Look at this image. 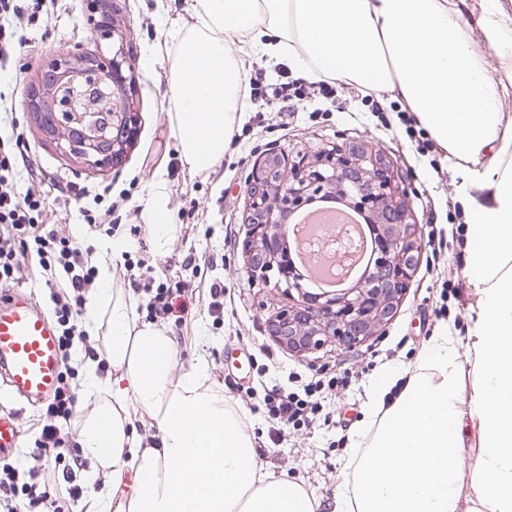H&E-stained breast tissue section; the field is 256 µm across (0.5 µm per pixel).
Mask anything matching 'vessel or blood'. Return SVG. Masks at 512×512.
Instances as JSON below:
<instances>
[{
	"mask_svg": "<svg viewBox=\"0 0 512 512\" xmlns=\"http://www.w3.org/2000/svg\"><path fill=\"white\" fill-rule=\"evenodd\" d=\"M61 373L56 329L21 291L0 292V394L30 405L48 399ZM15 412L0 409V457L20 445Z\"/></svg>",
	"mask_w": 512,
	"mask_h": 512,
	"instance_id": "vessel-or-blood-1",
	"label": "vessel or blood"
}]
</instances>
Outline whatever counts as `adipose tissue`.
<instances>
[{
	"mask_svg": "<svg viewBox=\"0 0 512 512\" xmlns=\"http://www.w3.org/2000/svg\"><path fill=\"white\" fill-rule=\"evenodd\" d=\"M169 102L185 163L223 158L242 107L234 50L269 64L390 94L452 160L474 174L463 273L474 290L465 346L441 335L393 400L374 392V431L331 512H512V114L463 31L456 0H195ZM85 304L109 375L82 366L78 454L101 487L82 512H319L301 484L263 471L252 436L203 369L174 375L179 343L137 322L107 263ZM148 416L159 447L134 430ZM475 464L464 473L460 460Z\"/></svg>",
	"mask_w": 512,
	"mask_h": 512,
	"instance_id": "obj_1",
	"label": "adipose tissue"
}]
</instances>
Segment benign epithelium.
<instances>
[{
    "label": "benign epithelium",
    "instance_id": "obj_1",
    "mask_svg": "<svg viewBox=\"0 0 512 512\" xmlns=\"http://www.w3.org/2000/svg\"><path fill=\"white\" fill-rule=\"evenodd\" d=\"M88 23L96 53L52 59L26 94V105L61 155L105 170L134 144L138 115L124 75L134 57L116 33L106 0H90ZM247 192L250 229L242 254L248 282L295 300L269 321L280 345L300 355L328 346L352 349L394 317L416 271L420 244L391 163L378 153L342 147L313 162L268 149L252 166ZM320 194L371 214L375 258L355 287L314 294L283 251L290 228L282 217Z\"/></svg>",
    "mask_w": 512,
    "mask_h": 512
}]
</instances>
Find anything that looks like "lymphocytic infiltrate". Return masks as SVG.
<instances>
[{"label":"lymphocytic infiltrate","instance_id":"f902f5d3","mask_svg":"<svg viewBox=\"0 0 512 512\" xmlns=\"http://www.w3.org/2000/svg\"><path fill=\"white\" fill-rule=\"evenodd\" d=\"M18 172L9 156L0 151V283L13 280L19 270L17 243L26 230H34L33 242L43 254L41 270L50 290L53 315L62 328L60 347L63 358H70L75 340L82 332L74 322L87 289L94 279V270L88 267L81 251L67 243L58 242L55 234L41 235L36 231L41 215L42 202L33 194H19L16 188ZM76 401L69 387L56 390L46 410V419L35 440L40 455L47 461L33 469L32 484L28 490L32 506L46 503V493L38 492L36 479L48 476L59 463L58 453L63 445L61 428L70 422L75 413Z\"/></svg>","mask_w":512,"mask_h":512}]
</instances>
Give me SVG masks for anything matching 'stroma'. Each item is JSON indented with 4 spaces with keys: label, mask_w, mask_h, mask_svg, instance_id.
<instances>
[{
    "label": "stroma",
    "mask_w": 512,
    "mask_h": 512,
    "mask_svg": "<svg viewBox=\"0 0 512 512\" xmlns=\"http://www.w3.org/2000/svg\"><path fill=\"white\" fill-rule=\"evenodd\" d=\"M18 0L20 11L5 22L22 44L0 62V147L21 178L19 193L44 200L42 221L61 237L110 258L114 287L130 289L138 322L163 326L180 342L175 368L194 367L222 386L253 436L258 459L274 475L301 483L326 502L346 485L349 460L369 424L374 382L383 374L408 376L442 331L465 344L475 300L463 275L469 216L461 204L463 178L430 147V137L411 114L383 92L365 96L359 85L333 83L323 95L310 79L287 65L268 66L261 54L238 47L246 75L260 79L259 100L240 112L223 159L196 173L185 163L170 116L167 78L180 40L195 24L192 0H113L112 19L133 46L128 78L139 114L133 147L112 169L85 168L62 156L45 138L23 102L26 88L56 55L92 52L86 0ZM465 33L485 59L492 78L512 83V0H462ZM498 24L509 44L487 43L485 26ZM300 89L303 101L286 100L282 84ZM386 154L403 176L410 221L421 236L420 265L393 319L364 345L326 348L300 357L269 334L270 318L287 296L247 284L241 245L248 231L245 181L258 155L272 148L315 160L333 146ZM162 180L176 232L164 252L151 243L146 204L152 183ZM128 243L112 258V238ZM224 287V313H210L209 289ZM173 288L186 305L183 319L147 315L148 289ZM348 374L346 388L331 378ZM324 384L312 422L286 425L266 406L271 390L292 391ZM45 404L26 407L22 436L10 455L20 474L37 466L34 441Z\"/></svg>",
    "instance_id": "35a3bbf8"
}]
</instances>
